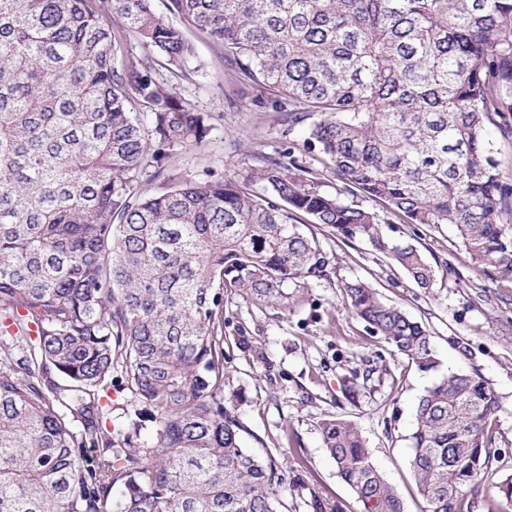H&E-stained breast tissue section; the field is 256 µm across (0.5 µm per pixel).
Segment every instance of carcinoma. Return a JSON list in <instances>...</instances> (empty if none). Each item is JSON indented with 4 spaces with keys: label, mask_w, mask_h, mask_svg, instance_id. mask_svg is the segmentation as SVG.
Returning <instances> with one entry per match:
<instances>
[{
    "label": "carcinoma",
    "mask_w": 512,
    "mask_h": 512,
    "mask_svg": "<svg viewBox=\"0 0 512 512\" xmlns=\"http://www.w3.org/2000/svg\"><path fill=\"white\" fill-rule=\"evenodd\" d=\"M163 2L288 99V124H306L346 192L451 224L472 264L512 274V183L490 141L512 135V0ZM112 19L169 70L194 55L155 0H0V314L17 328L0 338V512H283L278 466L243 446L224 396V289L275 299L325 276L300 216L367 241L422 289L436 269L377 213L276 158L151 192L174 149L205 144L210 116L125 54ZM344 297L440 371L420 322L359 280ZM114 369L134 398L117 430ZM497 411L474 373L420 396L410 465L426 512H468ZM320 432L362 512H404L351 421Z\"/></svg>",
    "instance_id": "1"
}]
</instances>
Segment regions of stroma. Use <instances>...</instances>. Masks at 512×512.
Returning <instances> with one entry per match:
<instances>
[{
	"instance_id": "obj_1",
	"label": "stroma",
	"mask_w": 512,
	"mask_h": 512,
	"mask_svg": "<svg viewBox=\"0 0 512 512\" xmlns=\"http://www.w3.org/2000/svg\"><path fill=\"white\" fill-rule=\"evenodd\" d=\"M194 56L167 74L180 98L210 116L205 145L175 150L165 179L152 191L207 175L245 174L265 155L316 171L326 192L341 182L303 127H289L284 97L253 87L204 34L188 31ZM360 205L381 215L386 233L417 244L437 264L432 290L361 239L304 225L331 258L327 275L288 282L281 297L258 299L224 291V393L235 397L242 439L284 471L279 488L288 512H360L351 488L326 452L320 422L337 416L361 431L372 459L399 493L404 512H423L410 460L416 403L436 379L373 335L343 299L344 283H369L382 300L424 324L441 371L478 373L496 394L491 457L469 492L470 512H497L488 495L512 479V275L472 266L452 225L407 224L368 198Z\"/></svg>"
}]
</instances>
